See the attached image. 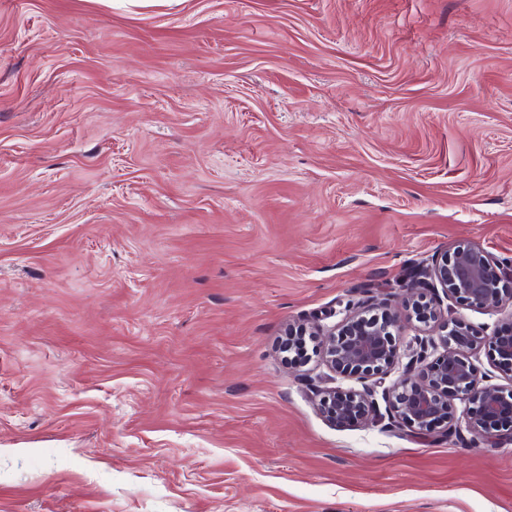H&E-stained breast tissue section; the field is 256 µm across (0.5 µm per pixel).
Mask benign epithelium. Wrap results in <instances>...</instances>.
<instances>
[{
    "label": "benign epithelium",
    "instance_id": "7a95c632",
    "mask_svg": "<svg viewBox=\"0 0 512 512\" xmlns=\"http://www.w3.org/2000/svg\"><path fill=\"white\" fill-rule=\"evenodd\" d=\"M410 283L414 288L439 287L446 298L475 309L512 305V269L471 244H460L433 259L432 264L417 266ZM420 322L437 324L443 352L429 362L428 341L415 339L409 364L413 369L421 368L422 378L413 381L405 371L385 388L382 384L399 362L395 331L401 327V317L397 314L368 317L362 310H353L337 326L290 327L285 347L300 351L304 337L310 336L330 371L358 383L356 387H328L319 392L320 409L331 421L366 426L386 418L391 424L403 423L428 436L454 424L456 408L451 400L457 399L465 404L473 437L496 444L497 432H512V387L485 384L478 377L470 355L478 348L480 337L464 322L445 319L441 309L433 305L422 311ZM491 343L502 369L512 377V314L491 337ZM378 394L385 403L383 413L376 400Z\"/></svg>",
    "mask_w": 512,
    "mask_h": 512
}]
</instances>
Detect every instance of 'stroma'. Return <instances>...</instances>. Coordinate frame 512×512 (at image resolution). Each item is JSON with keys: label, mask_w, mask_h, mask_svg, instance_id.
Wrapping results in <instances>:
<instances>
[{"label": "stroma", "mask_w": 512, "mask_h": 512, "mask_svg": "<svg viewBox=\"0 0 512 512\" xmlns=\"http://www.w3.org/2000/svg\"><path fill=\"white\" fill-rule=\"evenodd\" d=\"M512 265V0H0V512H512V441L328 422L291 324ZM411 288H441L447 299L458 300L471 308L494 310L508 302L512 306V269L494 260L483 249L457 245L433 259L431 266L418 265Z\"/></svg>", "instance_id": "1"}]
</instances>
